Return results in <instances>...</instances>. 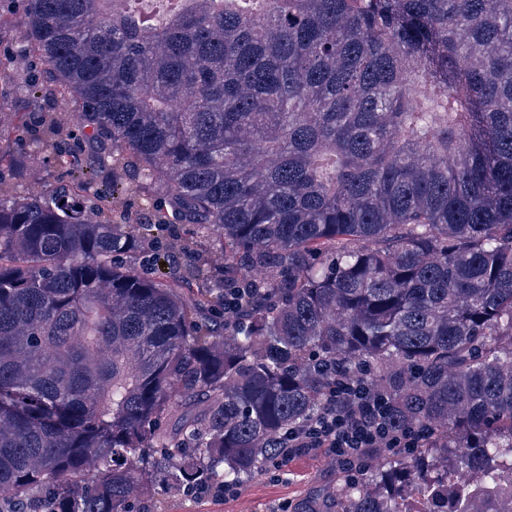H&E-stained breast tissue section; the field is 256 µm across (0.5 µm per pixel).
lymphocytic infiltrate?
<instances>
[{
	"instance_id": "lymphocytic-infiltrate-1",
	"label": "lymphocytic infiltrate",
	"mask_w": 512,
	"mask_h": 512,
	"mask_svg": "<svg viewBox=\"0 0 512 512\" xmlns=\"http://www.w3.org/2000/svg\"><path fill=\"white\" fill-rule=\"evenodd\" d=\"M390 409L386 396L365 386L351 382L332 387L321 410L290 430L266 473L285 475L289 462L301 456L329 457L343 470L382 448L410 453L421 447L422 435L390 427Z\"/></svg>"
}]
</instances>
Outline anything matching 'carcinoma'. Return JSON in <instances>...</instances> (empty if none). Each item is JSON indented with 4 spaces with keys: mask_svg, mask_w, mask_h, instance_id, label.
<instances>
[{
    "mask_svg": "<svg viewBox=\"0 0 512 512\" xmlns=\"http://www.w3.org/2000/svg\"><path fill=\"white\" fill-rule=\"evenodd\" d=\"M40 114L112 147L0 186V512H165L240 485L336 379L426 433L302 512H512V0H22ZM127 193L147 217L114 210ZM171 224L192 260H130ZM264 303L224 317V286ZM460 471L471 479L460 481Z\"/></svg>",
    "mask_w": 512,
    "mask_h": 512,
    "instance_id": "1",
    "label": "carcinoma"
}]
</instances>
